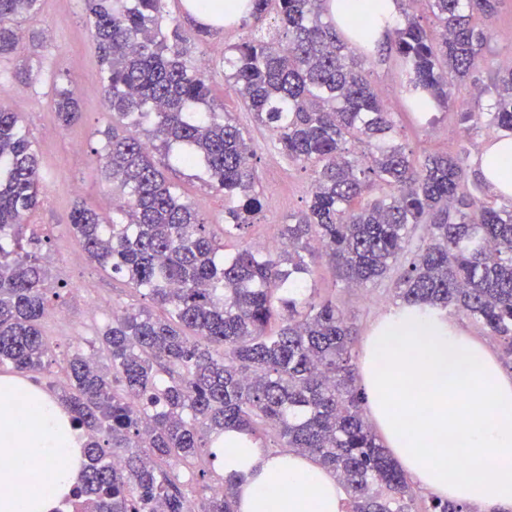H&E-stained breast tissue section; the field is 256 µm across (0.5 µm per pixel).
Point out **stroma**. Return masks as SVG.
I'll return each mask as SVG.
<instances>
[{
  "mask_svg": "<svg viewBox=\"0 0 512 512\" xmlns=\"http://www.w3.org/2000/svg\"><path fill=\"white\" fill-rule=\"evenodd\" d=\"M164 15L181 25L195 58L207 60L212 105L232 115L248 133L256 150L253 164L266 205L251 226L229 241L227 249H270L278 242L284 224L292 222L305 209L311 176L288 161L273 145L270 132L257 124L253 113L224 84V45L230 37H242V30L228 36L223 29L213 27L208 34H199L200 23L187 10L186 0H164ZM86 16L84 0H40L37 12L19 19L26 40L20 44L16 59L0 60L2 71H13L20 59L29 60L38 70L32 82L13 80L6 84L5 91L14 94L12 109L18 113L40 155L44 176L41 203L29 221L37 225L42 235L41 253L59 292L50 305L68 313L62 321L43 320L41 330L53 361L48 373L27 376L28 381L53 396L69 384L70 356L78 349L90 350L97 329L111 318L113 310L145 302L139 291L113 278L111 272L95 262L85 259L74 266L68 260L69 255L82 250L70 225L76 203L96 210L103 221L112 219L108 203L112 186L103 179L92 153L93 147L100 144L102 130L111 126L112 115L104 102L100 66ZM494 31L485 52L488 64L478 73L482 79L487 78L490 66L512 59V0H504ZM366 69L379 99L393 116L399 142L420 159L431 153L456 151L461 143L460 112L468 108L482 110L490 102L486 96L478 100L469 95L455 97L447 107L419 119L406 110L400 79L391 64L373 61L367 63ZM63 86L74 88L80 111L79 120L66 128L61 127L52 103L56 88ZM167 175L203 215L216 237H223V194L204 183L201 170L174 165ZM309 264V287L335 301L343 311L354 337L353 355L362 359L367 336L394 308L392 291L385 284L344 287L322 255L310 258ZM91 300L99 304L93 314L87 308Z\"/></svg>",
  "mask_w": 512,
  "mask_h": 512,
  "instance_id": "obj_1",
  "label": "stroma"
}]
</instances>
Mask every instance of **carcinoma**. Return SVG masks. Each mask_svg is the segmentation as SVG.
Here are the masks:
<instances>
[{
    "label": "carcinoma",
    "instance_id": "1",
    "mask_svg": "<svg viewBox=\"0 0 512 512\" xmlns=\"http://www.w3.org/2000/svg\"><path fill=\"white\" fill-rule=\"evenodd\" d=\"M40 0H0V59L16 52V19ZM326 0H239L226 23L274 31L224 45V82L274 136L288 160L311 171L307 209L284 225L277 255L224 251L152 151L180 149L204 163L224 192V239L263 209L251 140L210 106V86L162 0H86L107 108L118 123L94 151L119 205L112 223L78 203L70 224L87 257L151 301L129 306L98 330L99 348L68 361L59 396L86 433V461L73 491L77 512H236L240 476L195 500L163 469L206 457L210 436L235 431L258 441L256 424L312 457L347 492L345 512H472L439 498L417 510L405 473L366 420L342 311L307 287L306 257L324 252L348 287L396 273L400 306L448 309L481 324L512 364V208L479 203L466 181L468 150L423 160L397 141L369 82L377 42L359 31L388 26L370 11L340 36ZM426 30L405 8L392 30L410 109L448 102L480 67L501 0H422ZM493 111L460 113L495 138L512 133V61L480 88ZM63 125L79 114L75 93L57 90ZM42 175L16 113L0 106V365L47 371L52 352L40 320L52 274L42 240L27 233ZM423 243L410 248L417 227ZM161 314H155V310ZM119 459L120 465L112 464Z\"/></svg>",
    "mask_w": 512,
    "mask_h": 512
}]
</instances>
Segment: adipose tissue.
Masks as SVG:
<instances>
[{"instance_id": "ef3b65f1", "label": "adipose tissue", "mask_w": 512, "mask_h": 512, "mask_svg": "<svg viewBox=\"0 0 512 512\" xmlns=\"http://www.w3.org/2000/svg\"><path fill=\"white\" fill-rule=\"evenodd\" d=\"M493 195L512 184L489 175L512 169V137L473 158ZM370 417L399 467L434 495L512 512V374L450 322L386 316L368 336L361 365ZM214 447L217 468L238 473L237 512H343L346 491L329 472L296 454L264 455L228 432ZM476 461L450 468L449 449ZM83 468V439L68 412L25 379L0 377V512H60Z\"/></svg>"}]
</instances>
